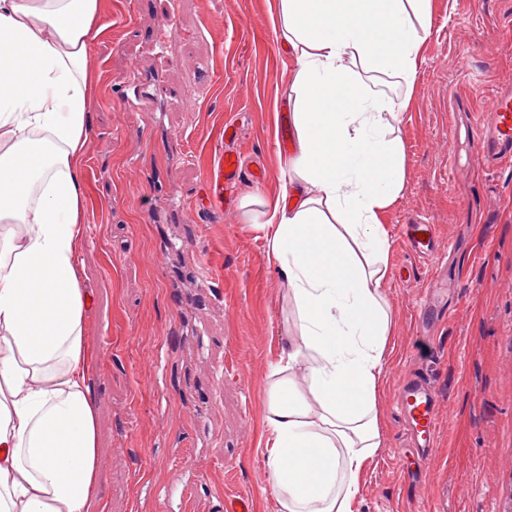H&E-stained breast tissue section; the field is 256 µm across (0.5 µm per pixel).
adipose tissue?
<instances>
[{
	"mask_svg": "<svg viewBox=\"0 0 512 512\" xmlns=\"http://www.w3.org/2000/svg\"><path fill=\"white\" fill-rule=\"evenodd\" d=\"M102 6L0 0V512H88L102 478L77 261ZM430 16L431 0H277L273 29L296 61V157L263 215L296 330L257 451L278 512H353L383 444L382 216L405 182L384 116L409 98L371 92L361 74L412 86Z\"/></svg>",
	"mask_w": 512,
	"mask_h": 512,
	"instance_id": "ef3b65f1",
	"label": "adipose tissue"
}]
</instances>
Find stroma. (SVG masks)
Segmentation results:
<instances>
[{
  "label": "stroma",
  "instance_id": "stroma-1",
  "mask_svg": "<svg viewBox=\"0 0 512 512\" xmlns=\"http://www.w3.org/2000/svg\"><path fill=\"white\" fill-rule=\"evenodd\" d=\"M276 0H105L88 56L100 103L81 164L86 199L79 269L85 334L94 345L102 484L89 512H185L183 495L247 493L253 512H277L263 456L265 382L279 360L293 308L268 255L269 231L245 200L274 199L289 167L293 72L276 38ZM176 15L165 59L145 42ZM156 96L128 107L130 59ZM512 86V0H432L430 30L408 108L392 127L404 144L405 187L385 212V293L394 315L379 389L384 444L364 471L354 512H415L403 468H416L394 401L409 367L441 400L429 498L445 512H512V167L486 170L456 101L481 111ZM239 148L263 164L223 216L187 208L208 172L228 116ZM173 209L157 212L150 176ZM402 224H433L446 256L418 258ZM211 265L198 287L200 262ZM459 269L450 314L423 339L421 291ZM195 477L180 472V455Z\"/></svg>",
  "mask_w": 512,
  "mask_h": 512
}]
</instances>
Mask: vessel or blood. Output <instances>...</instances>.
<instances>
[{
    "label": "vessel or blood",
    "mask_w": 512,
    "mask_h": 512,
    "mask_svg": "<svg viewBox=\"0 0 512 512\" xmlns=\"http://www.w3.org/2000/svg\"><path fill=\"white\" fill-rule=\"evenodd\" d=\"M127 100L138 107L150 96L139 66H132L127 86ZM473 147L484 155L488 169L495 170L512 163V88L496 92L484 112L476 114ZM237 127L234 119L224 121V137L216 153L217 162L207 174L198 194L190 205L206 215L231 206L243 180L262 182V169H247L243 152L237 148ZM398 237L409 251L424 259H431L447 247L432 224H403ZM403 417L404 428L416 440L423 462L432 464L436 458L438 424L441 405L438 393L421 375L411 373L401 381L395 397Z\"/></svg>",
    "instance_id": "1"
}]
</instances>
